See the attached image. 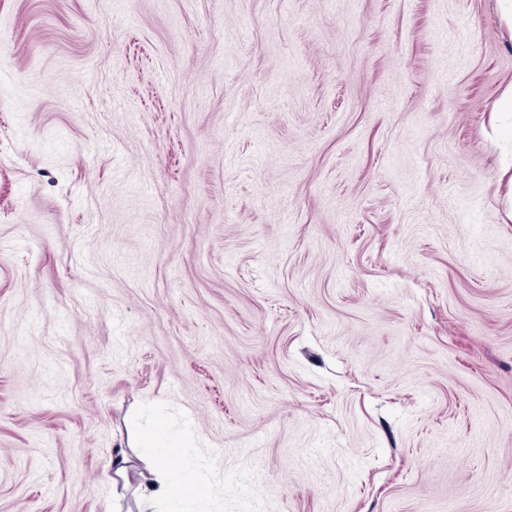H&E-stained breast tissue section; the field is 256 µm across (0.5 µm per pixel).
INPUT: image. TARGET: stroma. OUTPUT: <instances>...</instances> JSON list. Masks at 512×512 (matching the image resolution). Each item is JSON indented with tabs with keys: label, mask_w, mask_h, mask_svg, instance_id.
Instances as JSON below:
<instances>
[{
	"label": "stroma",
	"mask_w": 512,
	"mask_h": 512,
	"mask_svg": "<svg viewBox=\"0 0 512 512\" xmlns=\"http://www.w3.org/2000/svg\"><path fill=\"white\" fill-rule=\"evenodd\" d=\"M496 0H0V512H512ZM133 456L143 465L138 471L139 482L135 492L142 499L141 507H152L156 501L177 498L201 499L213 493L214 483L205 475L196 474L191 468L174 470L167 460L179 448L158 425L139 439Z\"/></svg>",
	"instance_id": "stroma-1"
}]
</instances>
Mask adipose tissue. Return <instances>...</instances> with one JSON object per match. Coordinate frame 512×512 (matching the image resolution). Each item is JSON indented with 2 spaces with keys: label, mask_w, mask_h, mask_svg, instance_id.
Instances as JSON below:
<instances>
[{
  "label": "adipose tissue",
  "mask_w": 512,
  "mask_h": 512,
  "mask_svg": "<svg viewBox=\"0 0 512 512\" xmlns=\"http://www.w3.org/2000/svg\"><path fill=\"white\" fill-rule=\"evenodd\" d=\"M175 450V443L160 426L142 436L133 451L118 450L113 459L116 477L128 479L133 462L142 465L137 471L139 482L136 486L142 507H152L157 501L200 499L212 494L214 484L208 477L188 467L181 470L169 467L167 460Z\"/></svg>",
  "instance_id": "ef3b65f1"
}]
</instances>
